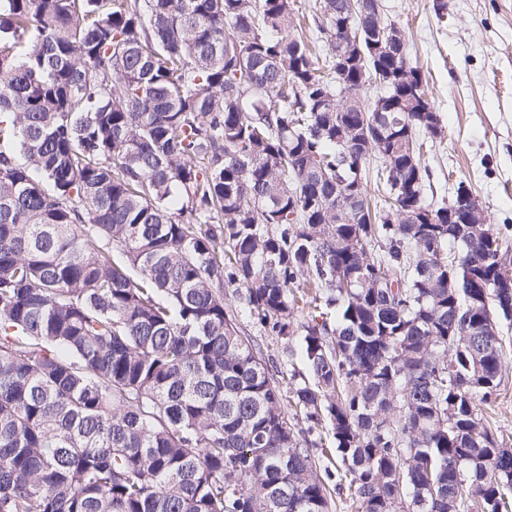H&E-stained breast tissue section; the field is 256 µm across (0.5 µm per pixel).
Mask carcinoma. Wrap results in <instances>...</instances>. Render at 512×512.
<instances>
[{
    "label": "carcinoma",
    "instance_id": "carcinoma-1",
    "mask_svg": "<svg viewBox=\"0 0 512 512\" xmlns=\"http://www.w3.org/2000/svg\"><path fill=\"white\" fill-rule=\"evenodd\" d=\"M378 22L371 0H0V512L508 508L502 242L425 204L445 130ZM238 323L240 328L245 331V333L249 334L250 337L256 341L263 351V356L265 357L266 361L269 364L272 365V361L274 362V365H277L279 368L280 364H284L285 370H292V368H295L296 371H299L300 373H305L304 367L299 363V361L296 359L294 360L293 366L288 365V357H287V340L281 337L277 336H261L259 333H257V330H255L247 317V315L244 312L238 313ZM500 336H503V384L504 392L498 404L486 415L493 423L496 439L506 448H512V322H503L500 326Z\"/></svg>",
    "mask_w": 512,
    "mask_h": 512
}]
</instances>
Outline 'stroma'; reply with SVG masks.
<instances>
[{
  "mask_svg": "<svg viewBox=\"0 0 512 512\" xmlns=\"http://www.w3.org/2000/svg\"><path fill=\"white\" fill-rule=\"evenodd\" d=\"M384 19L405 30L410 57L446 137L426 154L424 201L450 199L469 183L493 228L512 225V0H380ZM504 392L488 416L498 442L512 448V322L502 323Z\"/></svg>",
  "mask_w": 512,
  "mask_h": 512,
  "instance_id": "obj_1",
  "label": "stroma"
}]
</instances>
